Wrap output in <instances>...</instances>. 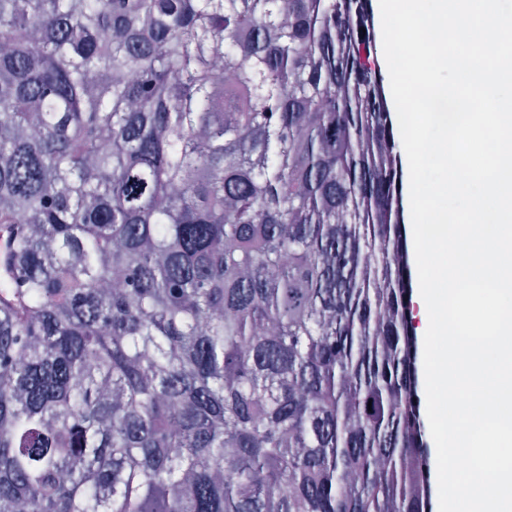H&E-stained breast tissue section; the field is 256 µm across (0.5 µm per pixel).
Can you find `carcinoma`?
Instances as JSON below:
<instances>
[{
  "label": "carcinoma",
  "instance_id": "obj_1",
  "mask_svg": "<svg viewBox=\"0 0 512 512\" xmlns=\"http://www.w3.org/2000/svg\"><path fill=\"white\" fill-rule=\"evenodd\" d=\"M369 0H0V512H430Z\"/></svg>",
  "mask_w": 512,
  "mask_h": 512
}]
</instances>
